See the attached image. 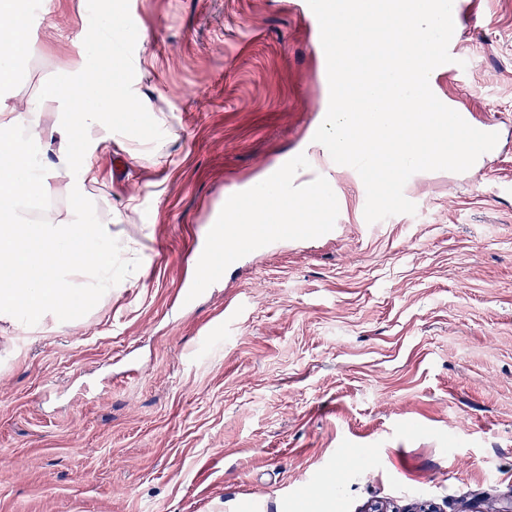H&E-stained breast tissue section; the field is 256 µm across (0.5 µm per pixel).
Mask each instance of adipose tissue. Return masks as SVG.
<instances>
[{"instance_id":"1","label":"adipose tissue","mask_w":512,"mask_h":512,"mask_svg":"<svg viewBox=\"0 0 512 512\" xmlns=\"http://www.w3.org/2000/svg\"><path fill=\"white\" fill-rule=\"evenodd\" d=\"M143 70L132 64L124 77L100 83L93 69L79 64L68 78L47 95L27 101L23 110L0 105V196L9 208H0V316H17L34 323L48 314L66 320L82 317L122 283L119 251L137 250L127 239L116 244L112 217L92 205L85 187L98 178L91 161L94 149L122 135L126 153L142 163L152 159L150 133L139 117L145 105L140 89ZM97 86L100 105L88 109L84 92ZM61 112L65 125H41L49 112ZM28 124L33 141L61 138L62 145L42 171L32 172L10 132ZM63 177L62 190L71 202L70 217H54L38 224L25 223L22 213L34 193L46 190L49 176ZM91 249L98 255L94 265L74 258Z\"/></svg>"}]
</instances>
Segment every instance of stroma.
<instances>
[{
	"mask_svg": "<svg viewBox=\"0 0 512 512\" xmlns=\"http://www.w3.org/2000/svg\"><path fill=\"white\" fill-rule=\"evenodd\" d=\"M95 0H47L4 103L88 55ZM145 69L150 164L94 153L89 195L145 258L74 323L0 319V512H442L512 499V0H472L465 74L438 75L498 154L413 174L415 214L364 218L337 174L336 231L262 246L192 308L195 238L260 176L293 167L326 87L305 0H121ZM359 457L345 467L349 456Z\"/></svg>",
	"mask_w": 512,
	"mask_h": 512,
	"instance_id": "1",
	"label": "stroma"
}]
</instances>
